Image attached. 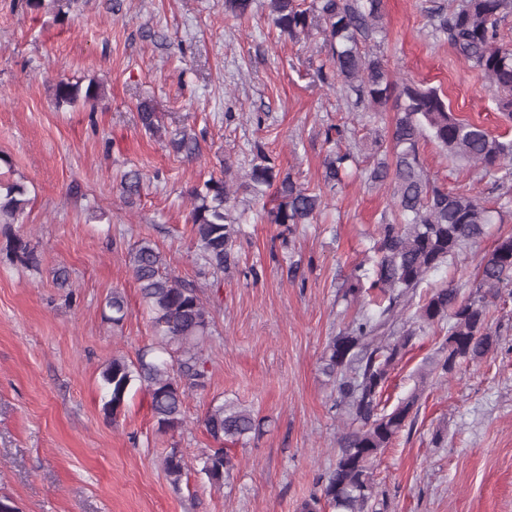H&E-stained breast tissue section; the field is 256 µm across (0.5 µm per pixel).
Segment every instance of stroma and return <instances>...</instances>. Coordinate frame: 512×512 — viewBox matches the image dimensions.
Returning <instances> with one entry per match:
<instances>
[{"instance_id": "stroma-1", "label": "stroma", "mask_w": 512, "mask_h": 512, "mask_svg": "<svg viewBox=\"0 0 512 512\" xmlns=\"http://www.w3.org/2000/svg\"><path fill=\"white\" fill-rule=\"evenodd\" d=\"M430 0H384L379 56L394 79L434 87L461 118L512 139L496 90L436 41ZM321 35H282L266 7L241 20L224 0H83L56 17L26 0H0V173L28 187L19 222L0 224V497L16 512H299L336 462L349 426L321 370L330 337L358 310L342 294L369 256L391 191L364 178L330 192L314 224L284 234L257 218L260 205L239 191L253 216L233 263L215 288L190 247L189 192L224 163L249 168L262 143L282 169L322 187L324 131L347 126L342 143L368 160L370 133L386 135L396 114L347 106L314 72ZM99 83L96 105L57 106L59 81ZM149 101L168 130L195 133L200 155L173 153L145 132L138 104ZM428 174L451 190L479 194L501 219L452 264L431 273L418 295L451 283L469 294L478 259L512 236V194L420 144ZM149 178L140 195L124 173ZM29 241L38 263L13 262L10 238ZM150 238L169 272L208 303L204 344L211 377L185 402L181 429L158 433L144 391L110 419L99 375L112 356L135 359L152 341L128 248ZM130 309L122 325L102 316L113 291ZM498 346L478 363L433 373L445 354L447 323L416 330L391 370L382 402L395 407L419 392L414 424L374 464L383 512H512V286L487 303ZM236 400L262 421L223 489L198 475L213 445L203 419L212 400ZM179 448L190 473L173 485L164 457Z\"/></svg>"}]
</instances>
